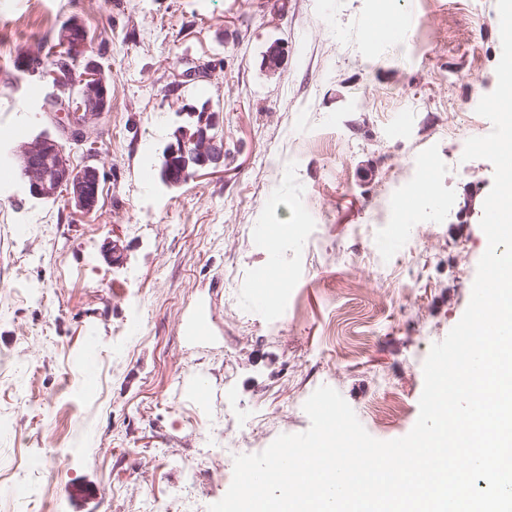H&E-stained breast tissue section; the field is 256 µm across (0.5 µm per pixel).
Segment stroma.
I'll return each mask as SVG.
<instances>
[{"instance_id":"obj_1","label":"stroma","mask_w":512,"mask_h":512,"mask_svg":"<svg viewBox=\"0 0 512 512\" xmlns=\"http://www.w3.org/2000/svg\"><path fill=\"white\" fill-rule=\"evenodd\" d=\"M400 2L416 30L388 43L365 36L389 24L379 0H0V159L45 134L100 174L89 213L0 184V417L18 423L0 433V512H162L191 463L207 476L190 512H208L236 456L309 428L322 385L372 437L411 431L423 363L488 245L494 169L461 156L492 130L476 106L501 41L497 0ZM71 21L108 89L80 143L44 110L50 59L15 68ZM189 61L212 71L184 88ZM204 101L223 166L176 188L146 176ZM423 181L417 203L401 197ZM270 248L277 302L258 311ZM19 478L32 498L2 494Z\"/></svg>"}]
</instances>
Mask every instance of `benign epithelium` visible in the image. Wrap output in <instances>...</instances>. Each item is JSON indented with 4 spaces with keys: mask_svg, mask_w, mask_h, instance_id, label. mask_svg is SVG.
Returning a JSON list of instances; mask_svg holds the SVG:
<instances>
[{
    "mask_svg": "<svg viewBox=\"0 0 512 512\" xmlns=\"http://www.w3.org/2000/svg\"><path fill=\"white\" fill-rule=\"evenodd\" d=\"M82 83L102 88L99 99L65 104L60 117L72 121L74 117L81 116L83 120L80 125L84 127L107 107L108 95L101 74L95 67L89 66L84 70ZM190 116H197L199 120L175 129L169 141V154L185 159L184 172L193 177L201 169L220 164L224 160V151L208 140L207 128L213 125V113L200 115L192 112ZM46 153L54 160L52 169L43 171L34 166L27 171L28 185L33 194L40 198H52L62 191L69 195L76 207L82 210L93 208L97 202L99 186L96 168H73L62 146L48 136L40 137L31 146L20 150V158L26 162L34 155L42 156Z\"/></svg>",
    "mask_w": 512,
    "mask_h": 512,
    "instance_id": "obj_1",
    "label": "benign epithelium"
}]
</instances>
